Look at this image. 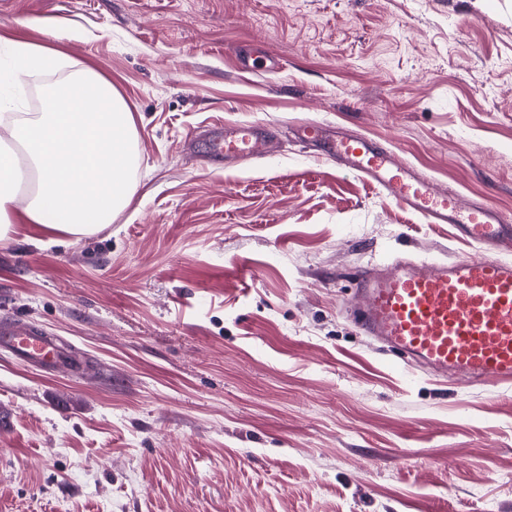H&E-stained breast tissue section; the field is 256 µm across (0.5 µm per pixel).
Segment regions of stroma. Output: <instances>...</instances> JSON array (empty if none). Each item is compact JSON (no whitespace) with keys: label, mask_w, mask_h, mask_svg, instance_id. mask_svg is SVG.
Instances as JSON below:
<instances>
[{"label":"stroma","mask_w":512,"mask_h":512,"mask_svg":"<svg viewBox=\"0 0 512 512\" xmlns=\"http://www.w3.org/2000/svg\"><path fill=\"white\" fill-rule=\"evenodd\" d=\"M87 68L136 190L91 235L0 236V323L79 361L0 351V512H512V392L407 369L343 310L366 265L480 248L295 135L370 136L512 217V0H0L12 112ZM246 121L276 154L215 168L202 135ZM0 349L34 367L75 366L68 352L49 336L20 324L4 323L0 330Z\"/></svg>","instance_id":"stroma-1"}]
</instances>
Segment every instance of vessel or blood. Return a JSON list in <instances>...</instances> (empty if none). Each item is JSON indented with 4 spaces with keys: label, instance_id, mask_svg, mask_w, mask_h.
Segmentation results:
<instances>
[{
    "label": "vessel or blood",
    "instance_id": "vessel-or-blood-1",
    "mask_svg": "<svg viewBox=\"0 0 512 512\" xmlns=\"http://www.w3.org/2000/svg\"><path fill=\"white\" fill-rule=\"evenodd\" d=\"M297 134L338 168L380 187L404 210L431 224L453 225L462 239L485 250L483 256L462 259L397 256L389 269H361L355 277L361 332L400 354L404 365L511 389L512 260L507 254L512 218L483 204L460 213L456 198L438 193L371 137L318 122L299 125ZM205 145L218 163L265 159L273 154V134L260 123H241L208 133ZM0 349L34 367L72 362L52 338L15 323L0 325Z\"/></svg>",
    "mask_w": 512,
    "mask_h": 512
}]
</instances>
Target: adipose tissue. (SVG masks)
I'll return each mask as SVG.
<instances>
[{
	"label": "adipose tissue",
	"mask_w": 512,
	"mask_h": 512,
	"mask_svg": "<svg viewBox=\"0 0 512 512\" xmlns=\"http://www.w3.org/2000/svg\"><path fill=\"white\" fill-rule=\"evenodd\" d=\"M10 135L21 154L0 153V223L19 218L80 237L111 223L134 192L130 115L109 82L94 70L72 80L65 93L49 95L42 116L17 120ZM37 175V190L14 210L8 179L24 170Z\"/></svg>",
	"instance_id": "1"
}]
</instances>
